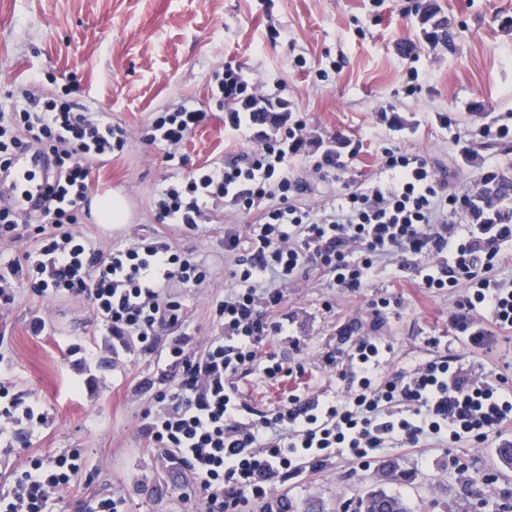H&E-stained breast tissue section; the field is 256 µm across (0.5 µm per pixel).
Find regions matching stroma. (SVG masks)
Instances as JSON below:
<instances>
[{"instance_id":"35a3bbf8","label":"stroma","mask_w":512,"mask_h":512,"mask_svg":"<svg viewBox=\"0 0 512 512\" xmlns=\"http://www.w3.org/2000/svg\"><path fill=\"white\" fill-rule=\"evenodd\" d=\"M437 3L459 34L455 48L423 37L416 0H0V107L9 108V93L37 74L127 128L124 154L93 166L89 196L97 203L121 194L128 219L88 218L77 229L103 248L158 234L205 260L209 283L184 297L183 329L201 350L215 334L211 304L231 285L224 231L232 220L218 209L198 231L161 224L153 197L171 175L249 152L257 135H278L263 125L234 129L213 91L216 68L227 65L248 84H264L267 98L286 102L289 118L307 120L323 139L362 142L356 156L327 175L313 172L304 157L290 159L294 177L306 184L300 200L307 206L320 208L379 178L386 147L425 155L463 194L512 167V138L479 134L512 120V0ZM409 45L417 61H410ZM187 100L209 118L189 134L185 163L174 167L162 147L143 141L142 131L155 112ZM422 268L419 261L404 268L395 258L379 262L355 291L330 287L317 270L290 284L272 314L288 334L267 348L303 363L306 372L276 383L253 372L239 383L244 402L266 409L304 390L343 394L339 366L323 357L341 349L352 318L381 298L401 301L383 328L391 347L385 371L411 368L445 349L461 355L463 368L512 382V328L473 310L460 329L453 318L459 289L423 287ZM37 316L49 322L39 336L30 331ZM474 336L480 345L471 344ZM111 344L82 296L48 301L23 288L0 308V369L53 420L29 447H0V492L29 457L78 448L83 466L67 512L112 492L125 496L127 512H198L191 475L161 465L138 438L148 402L133 389L154 374L153 359L108 361ZM73 345L105 356L94 387L77 397L67 392ZM378 488L399 496L408 512H512V467L491 444L387 448L366 467L343 455L304 465L274 496L291 501L294 512H354L360 496Z\"/></svg>"}]
</instances>
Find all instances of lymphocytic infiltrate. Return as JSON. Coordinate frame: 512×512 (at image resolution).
<instances>
[{"label":"lymphocytic infiltrate","instance_id":"obj_1","mask_svg":"<svg viewBox=\"0 0 512 512\" xmlns=\"http://www.w3.org/2000/svg\"><path fill=\"white\" fill-rule=\"evenodd\" d=\"M207 114L192 102L157 113L143 133L150 144L176 157L189 133ZM128 130L106 113L74 109L66 96L32 77L14 93L9 111H0V178L13 173L16 153L46 157L52 175L33 209L0 207V304L14 302L23 281L41 297L85 296L112 338V356L156 357L158 378H142L134 392L148 398L138 434L163 463L193 477L202 512H246L250 502L271 498L277 483L297 475L309 461L321 464L348 454L369 461L398 444L479 446L512 426V388L479 372L458 367L453 355H439L407 370L379 372V332L390 306L382 298L352 319L351 344L341 372L343 398L320 393L290 395L273 409L245 404L237 378L262 372L267 378L304 372L261 344L288 332L270 314L281 307L286 289L309 270L322 271L331 286L355 289L378 260L403 256L427 260L425 287L437 290L472 282L457 301L460 310L486 313L512 328V284L474 280L477 264H489L512 226L499 224L458 237L448 214L464 204L425 156L384 150L385 181L357 188L325 212L299 205L302 186L288 171L289 156L307 151L313 171L341 167L360 143H324L303 119L281 138L257 139L250 151L210 163L168 182L153 208L161 224L198 229L215 205L226 214L252 216L244 229L224 233V254L232 258L231 288L214 305L216 336L204 351L188 334L168 339L160 331L185 321L179 289L210 281L209 265L162 236L102 250L75 226L88 199L94 164L122 154ZM45 223L34 252L24 261L7 253L34 221ZM47 411L17 390L0 372V443L28 446L46 429ZM79 451L51 459L30 458L10 488L0 493V512H64L80 471Z\"/></svg>","mask_w":512,"mask_h":512}]
</instances>
